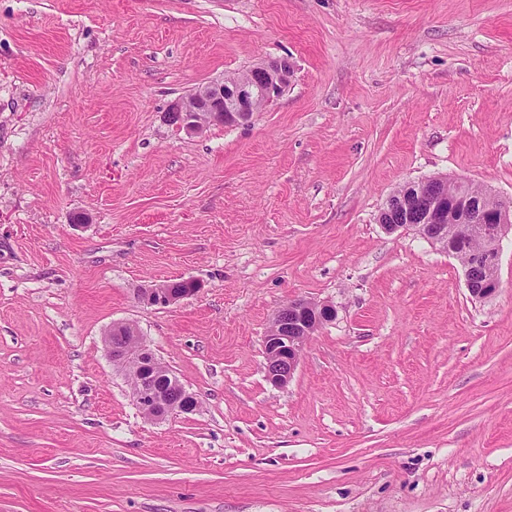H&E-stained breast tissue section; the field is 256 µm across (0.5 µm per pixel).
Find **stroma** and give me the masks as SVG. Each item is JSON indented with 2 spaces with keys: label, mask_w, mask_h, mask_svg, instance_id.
Instances as JSON below:
<instances>
[{
  "label": "stroma",
  "mask_w": 512,
  "mask_h": 512,
  "mask_svg": "<svg viewBox=\"0 0 512 512\" xmlns=\"http://www.w3.org/2000/svg\"><path fill=\"white\" fill-rule=\"evenodd\" d=\"M280 57L250 123L170 122ZM432 176L512 203V0H0V512H512V234L473 301L378 221ZM298 298L335 315L276 388ZM115 322L197 412L142 417ZM185 281H190L193 288H187ZM171 281L168 287L165 283H154L137 289V300L147 306L166 308L180 300L194 296L200 289L198 282L192 278ZM172 288V290L170 289ZM181 288H186L183 291ZM179 292H174V291Z\"/></svg>",
  "instance_id": "stroma-1"
}]
</instances>
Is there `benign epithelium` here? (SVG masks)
<instances>
[{
    "label": "benign epithelium",
    "mask_w": 512,
    "mask_h": 512,
    "mask_svg": "<svg viewBox=\"0 0 512 512\" xmlns=\"http://www.w3.org/2000/svg\"><path fill=\"white\" fill-rule=\"evenodd\" d=\"M293 71L290 60L271 59L251 68L248 76L239 80L207 82L198 86L187 98L171 103L170 111L180 114L179 125L187 134H197L203 119L224 121L234 127L249 122L258 106L267 107L277 101L288 86ZM422 186L434 188L417 213L415 224H382L388 233L412 230L421 237L454 253L453 229L448 224L452 216L457 224L470 225L471 234L481 242V248L468 253L463 261L466 287L471 299L482 301L499 288L497 276L490 271L498 269L501 241L512 231V206L500 202L493 194L472 193L468 184L434 176L420 181ZM192 287L175 292L164 283H154L137 289V300L147 306L166 308L195 295L200 286L191 280ZM288 318L278 313L264 337L266 376L276 386L288 384L298 367L304 346L311 335L334 315L328 304L305 299H294L285 305ZM128 337L121 346L112 343V337ZM105 344L112 363L135 373L134 399L139 411L148 419L159 421L178 412H193L199 406L196 397L170 376L168 389L160 391L154 383L155 371L161 368L152 351L144 345L134 326L114 324L105 334Z\"/></svg>",
    "instance_id": "benign-epithelium-1"
}]
</instances>
